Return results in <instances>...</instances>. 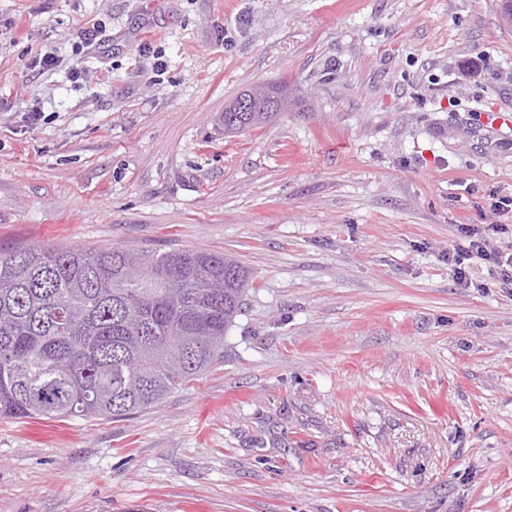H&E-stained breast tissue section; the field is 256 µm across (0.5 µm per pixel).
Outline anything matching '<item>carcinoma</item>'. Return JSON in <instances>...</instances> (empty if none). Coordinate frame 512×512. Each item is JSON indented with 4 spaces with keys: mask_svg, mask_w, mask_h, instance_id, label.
<instances>
[{
    "mask_svg": "<svg viewBox=\"0 0 512 512\" xmlns=\"http://www.w3.org/2000/svg\"><path fill=\"white\" fill-rule=\"evenodd\" d=\"M277 116L226 112L224 135ZM250 287L207 251L0 248V418H131L224 359Z\"/></svg>",
    "mask_w": 512,
    "mask_h": 512,
    "instance_id": "carcinoma-1",
    "label": "carcinoma"
}]
</instances>
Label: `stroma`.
Instances as JSON below:
<instances>
[{
  "label": "stroma",
  "mask_w": 512,
  "mask_h": 512,
  "mask_svg": "<svg viewBox=\"0 0 512 512\" xmlns=\"http://www.w3.org/2000/svg\"><path fill=\"white\" fill-rule=\"evenodd\" d=\"M494 112L500 0H0V247L253 274L223 362L157 405L0 419V512H512V288L447 260L512 196ZM226 108L224 112L225 136H234L238 133L249 130L251 126L262 121L263 125L269 124L280 114V112H269L266 116H263V112H250L251 103L247 96L240 98L232 108L231 112H226Z\"/></svg>",
  "instance_id": "1"
}]
</instances>
